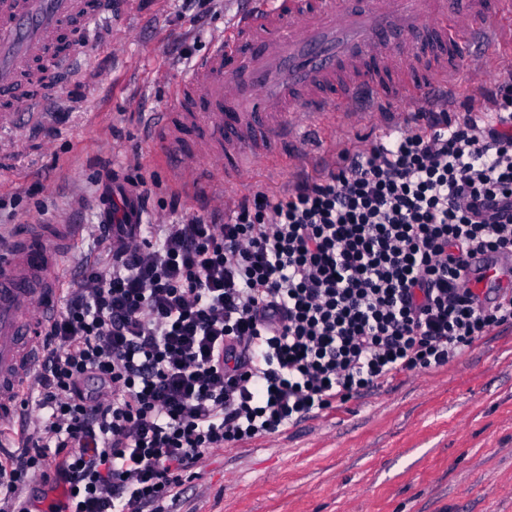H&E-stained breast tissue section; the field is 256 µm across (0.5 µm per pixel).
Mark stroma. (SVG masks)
I'll return each mask as SVG.
<instances>
[{
    "instance_id": "obj_1",
    "label": "stroma",
    "mask_w": 512,
    "mask_h": 512,
    "mask_svg": "<svg viewBox=\"0 0 512 512\" xmlns=\"http://www.w3.org/2000/svg\"><path fill=\"white\" fill-rule=\"evenodd\" d=\"M110 43L83 35L88 60L44 90L50 123L20 122L0 152V225L93 224L100 183L134 170L152 179L151 220L211 216L178 191L145 115L175 104L183 71L204 55L237 0H115ZM377 120L339 121L308 158L258 159L249 187L276 190L380 134ZM180 512H512V329L447 366L397 376L280 433L205 453Z\"/></svg>"
}]
</instances>
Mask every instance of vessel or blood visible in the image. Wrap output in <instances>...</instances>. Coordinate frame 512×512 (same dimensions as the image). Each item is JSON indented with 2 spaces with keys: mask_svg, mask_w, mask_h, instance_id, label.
Wrapping results in <instances>:
<instances>
[{
  "mask_svg": "<svg viewBox=\"0 0 512 512\" xmlns=\"http://www.w3.org/2000/svg\"><path fill=\"white\" fill-rule=\"evenodd\" d=\"M105 10V0H0L1 133L42 117V87L81 55L71 34ZM501 45H512V0H246L183 77L160 142L180 178L207 192L209 165L244 180L261 157L310 153L337 116L399 112L425 86L447 102L474 47ZM419 65L422 82L389 87L387 76ZM71 239V225L35 224L0 248V421L23 413ZM464 284L511 286L512 264L472 258Z\"/></svg>",
  "mask_w": 512,
  "mask_h": 512,
  "instance_id": "vessel-or-blood-1",
  "label": "vessel or blood"
}]
</instances>
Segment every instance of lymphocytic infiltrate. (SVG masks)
Listing matches in <instances>:
<instances>
[{
    "instance_id": "obj_1",
    "label": "lymphocytic infiltrate",
    "mask_w": 512,
    "mask_h": 512,
    "mask_svg": "<svg viewBox=\"0 0 512 512\" xmlns=\"http://www.w3.org/2000/svg\"><path fill=\"white\" fill-rule=\"evenodd\" d=\"M342 164L241 197L224 223L96 224L46 326L0 512H164L206 451L281 432L512 328V71L421 108ZM54 468H47V460ZM510 268L512 260L493 261L487 257H475L469 260L468 273L464 280L467 288L479 291V285L485 288H506L510 286Z\"/></svg>"
}]
</instances>
